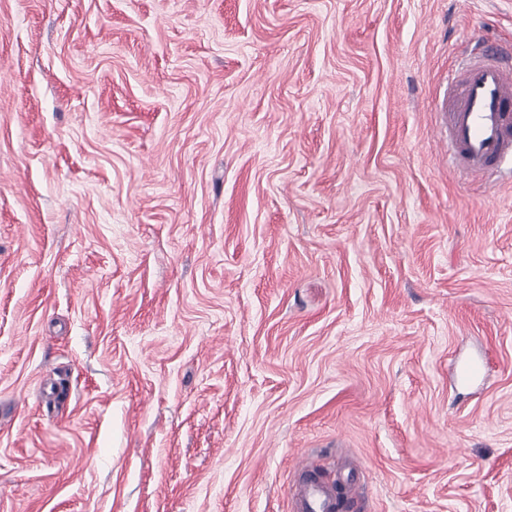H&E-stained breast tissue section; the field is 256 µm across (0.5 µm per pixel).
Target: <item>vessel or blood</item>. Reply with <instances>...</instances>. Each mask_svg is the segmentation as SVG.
Here are the masks:
<instances>
[{
  "label": "vessel or blood",
  "instance_id": "b4317fda",
  "mask_svg": "<svg viewBox=\"0 0 512 512\" xmlns=\"http://www.w3.org/2000/svg\"><path fill=\"white\" fill-rule=\"evenodd\" d=\"M453 162L466 174L492 175L512 161V60L494 55L475 60L454 77L440 106ZM297 512H336V499L318 484L293 488Z\"/></svg>",
  "mask_w": 512,
  "mask_h": 512
}]
</instances>
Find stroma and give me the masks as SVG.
<instances>
[{"mask_svg":"<svg viewBox=\"0 0 512 512\" xmlns=\"http://www.w3.org/2000/svg\"><path fill=\"white\" fill-rule=\"evenodd\" d=\"M481 42L512 0H0V512H294L301 459L512 512V182L436 147Z\"/></svg>","mask_w":512,"mask_h":512,"instance_id":"obj_1","label":"stroma"}]
</instances>
